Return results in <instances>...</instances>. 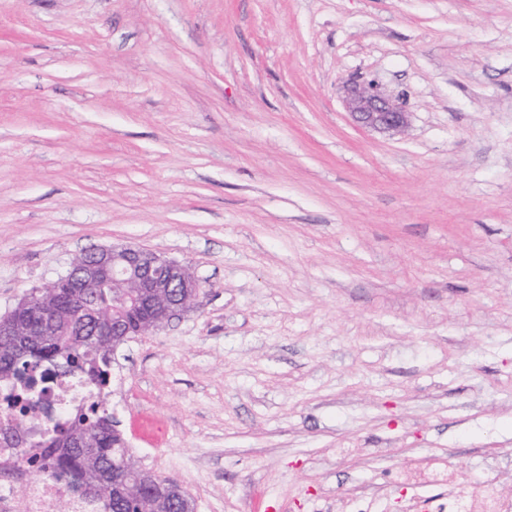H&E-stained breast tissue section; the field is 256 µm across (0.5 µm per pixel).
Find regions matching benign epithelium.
Segmentation results:
<instances>
[{
	"mask_svg": "<svg viewBox=\"0 0 512 512\" xmlns=\"http://www.w3.org/2000/svg\"><path fill=\"white\" fill-rule=\"evenodd\" d=\"M344 103L352 120L372 131L397 135L409 125L410 113L374 83L344 86ZM89 274L99 281H112L114 288H140L144 298L176 289L182 301L168 308L150 303L143 307V320L133 335L159 330L193 308L200 284L190 268L151 249L103 246L75 257L67 276Z\"/></svg>",
	"mask_w": 512,
	"mask_h": 512,
	"instance_id": "obj_1",
	"label": "benign epithelium"
}]
</instances>
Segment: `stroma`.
<instances>
[{"label": "stroma", "instance_id": "1", "mask_svg": "<svg viewBox=\"0 0 512 512\" xmlns=\"http://www.w3.org/2000/svg\"><path fill=\"white\" fill-rule=\"evenodd\" d=\"M112 245L202 285L108 405L195 512L512 500V0H0V315ZM344 103L352 120L362 128L397 135L409 125V112L374 83L347 84ZM395 483H403L411 486L432 487L455 485L454 473L446 468L433 469H402L393 476Z\"/></svg>", "mask_w": 512, "mask_h": 512}]
</instances>
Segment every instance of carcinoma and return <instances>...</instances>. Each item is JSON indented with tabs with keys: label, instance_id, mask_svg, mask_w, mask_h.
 I'll list each match as a JSON object with an SVG mask.
<instances>
[{
	"label": "carcinoma",
	"instance_id": "1",
	"mask_svg": "<svg viewBox=\"0 0 512 512\" xmlns=\"http://www.w3.org/2000/svg\"><path fill=\"white\" fill-rule=\"evenodd\" d=\"M127 288L103 282L94 288L57 283L36 290L28 304L16 303L0 316V384L41 364H82L102 382L112 374V352L127 341L112 335L113 307L124 306L131 322L138 312ZM109 389L68 425L33 441L48 448L41 457L21 456L0 466V475L53 471L73 476L100 512H189L192 499L176 485L132 461L125 438L108 411Z\"/></svg>",
	"mask_w": 512,
	"mask_h": 512
}]
</instances>
